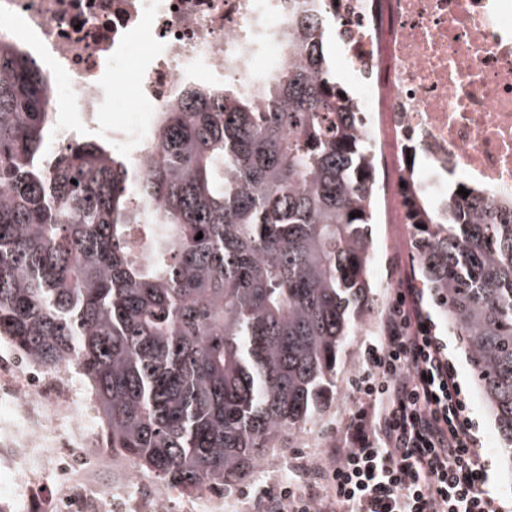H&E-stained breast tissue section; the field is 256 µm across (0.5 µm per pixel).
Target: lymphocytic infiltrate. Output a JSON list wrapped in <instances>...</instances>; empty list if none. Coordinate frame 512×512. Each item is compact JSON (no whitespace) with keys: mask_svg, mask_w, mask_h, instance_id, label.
<instances>
[{"mask_svg":"<svg viewBox=\"0 0 512 512\" xmlns=\"http://www.w3.org/2000/svg\"><path fill=\"white\" fill-rule=\"evenodd\" d=\"M364 360L358 406L324 462L294 463L252 512H507L421 289L392 292Z\"/></svg>","mask_w":512,"mask_h":512,"instance_id":"f902f5d3","label":"lymphocytic infiltrate"}]
</instances>
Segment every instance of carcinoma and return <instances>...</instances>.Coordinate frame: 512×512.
Returning <instances> with one entry per match:
<instances>
[{
	"label": "carcinoma",
	"mask_w": 512,
	"mask_h": 512,
	"mask_svg": "<svg viewBox=\"0 0 512 512\" xmlns=\"http://www.w3.org/2000/svg\"><path fill=\"white\" fill-rule=\"evenodd\" d=\"M291 28L277 74L188 85L134 163L85 134L49 154L47 80L0 35V343L79 371L112 452L188 496L317 425L375 300L374 148L325 23ZM406 208L512 471V203L411 181Z\"/></svg>",
	"instance_id": "carcinoma-1"
}]
</instances>
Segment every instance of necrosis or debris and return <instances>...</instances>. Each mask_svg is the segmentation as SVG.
<instances>
[{
	"mask_svg": "<svg viewBox=\"0 0 512 512\" xmlns=\"http://www.w3.org/2000/svg\"><path fill=\"white\" fill-rule=\"evenodd\" d=\"M331 17L343 71L362 112L389 86L388 122L404 176L464 175L493 205L512 201V0H0L7 32L52 78L49 109L67 106L54 147L85 130L107 131L136 156L156 113L185 84L204 78L247 87L288 58L292 13ZM133 71L135 124L105 118L117 97L111 78ZM418 154L423 171L407 164ZM0 365V512H28L13 476L51 466L56 490L44 512H167L168 496L102 445L87 390H65L11 352ZM95 451L96 464L79 456Z\"/></svg>",
	"mask_w": 512,
	"mask_h": 512,
	"instance_id": "obj_1",
	"label": "necrosis or debris"
}]
</instances>
